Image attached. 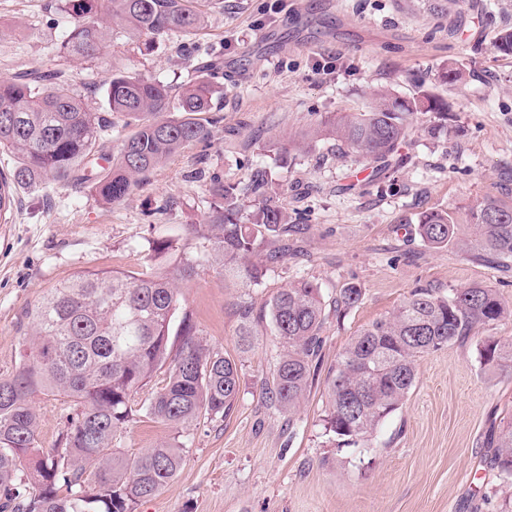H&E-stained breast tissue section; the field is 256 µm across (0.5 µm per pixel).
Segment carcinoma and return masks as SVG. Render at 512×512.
Masks as SVG:
<instances>
[{
    "mask_svg": "<svg viewBox=\"0 0 512 512\" xmlns=\"http://www.w3.org/2000/svg\"><path fill=\"white\" fill-rule=\"evenodd\" d=\"M112 4L132 43L146 47L173 35L190 37L205 23L213 0H60L66 29L55 56L89 61L112 40L99 22L102 2ZM217 60L198 64L196 79L178 96L147 76L113 73L104 80L111 113L127 118L133 131L122 140L111 166L103 158L100 133L107 120L87 109L62 69L31 70L0 78V150L14 158L0 172V224L12 222L20 188H38L45 177L90 182L112 205L185 146L209 137L194 118L209 112L218 93L212 75ZM418 112L448 119V102L427 89L401 97L379 89L366 112H336L314 131L346 152L379 163L374 177H390L396 156ZM209 210L189 234L207 240L224 274L255 285L264 268L249 261L264 243L294 223L280 200L272 172L254 165L237 183L215 180ZM469 232L461 235V225ZM418 234L430 248L455 246L464 253L490 252L512 258V201L485 196L464 211L433 209L419 217ZM188 261L153 276L88 272L51 289L27 311L32 338L16 373L0 378V512H137L173 479L184 462L183 444L165 441L134 459L112 445L116 432L136 413L182 433L201 416L229 414L239 396L235 361L203 344L182 322V346L169 349V326L179 308L176 283L192 276ZM362 300L349 284L336 296L340 316ZM324 302L319 286L298 280L270 300L269 316L280 345L279 361L265 393L293 416L309 390L324 343ZM239 342L252 344L263 319L251 304H237ZM512 317V306L480 284L441 296L413 291L389 317L351 337L328 379L324 429L337 447L363 445L403 405L416 379L417 361ZM486 368L512 366V341L488 339L479 349ZM166 369L165 383L141 406L136 396ZM43 394L76 407L53 448L38 442L39 416L33 398ZM487 467L512 483V421L500 426ZM26 469L32 494L18 479Z\"/></svg>",
    "mask_w": 512,
    "mask_h": 512,
    "instance_id": "carcinoma-1",
    "label": "carcinoma"
}]
</instances>
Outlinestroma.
<instances>
[{
  "instance_id": "obj_1",
  "label": "stroma",
  "mask_w": 512,
  "mask_h": 512,
  "mask_svg": "<svg viewBox=\"0 0 512 512\" xmlns=\"http://www.w3.org/2000/svg\"><path fill=\"white\" fill-rule=\"evenodd\" d=\"M512 29V0H224L196 38L178 36L137 48L117 39L96 59L66 65L90 111L112 119L101 142L117 153L129 129L110 115L103 80L112 72L154 77L180 90L199 60L216 57L221 95L196 119L210 132L154 172L121 203H102L86 184L46 179L19 189L13 221L0 224V378L12 375L30 332L27 309L51 288L86 270L150 276L164 262L151 242L170 237L173 258L194 262L181 283L169 346L182 320L239 365L240 396L228 416H205L180 439L177 475L137 512H508L512 486L487 468V440L512 420V367L482 369L477 348L512 338V318L421 358L404 404L370 447L336 448L323 429L327 376L360 329L389 316L411 292L482 284L512 305V260L432 249L416 232L420 213L456 210L486 195L512 196V55L496 35ZM64 31L57 0H0V77L50 68ZM461 71L456 83L441 75ZM425 85L447 99L448 126L416 114L401 153L407 163L377 182L369 160L338 154L305 136L336 112L369 109L377 87L402 97ZM269 168L285 192L299 233L272 238L256 260L261 282L240 287L208 261L201 223L213 179L243 180ZM283 250L277 262L271 251ZM317 283L325 301L354 284L361 302L344 316L326 309L319 368L300 411L281 413L263 391L278 358L270 320L257 325L248 352L237 345L235 304L263 312L290 283ZM39 438L53 447L71 412L40 395ZM176 437L169 425L139 416L113 445L134 458Z\"/></svg>"
}]
</instances>
